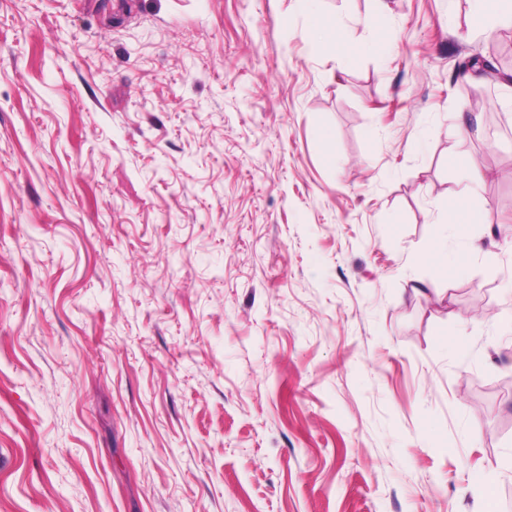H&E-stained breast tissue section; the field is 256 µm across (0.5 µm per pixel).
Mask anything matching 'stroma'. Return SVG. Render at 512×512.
<instances>
[{"label": "stroma", "mask_w": 512, "mask_h": 512, "mask_svg": "<svg viewBox=\"0 0 512 512\" xmlns=\"http://www.w3.org/2000/svg\"><path fill=\"white\" fill-rule=\"evenodd\" d=\"M319 7L0 0V512H512V29Z\"/></svg>", "instance_id": "1"}]
</instances>
